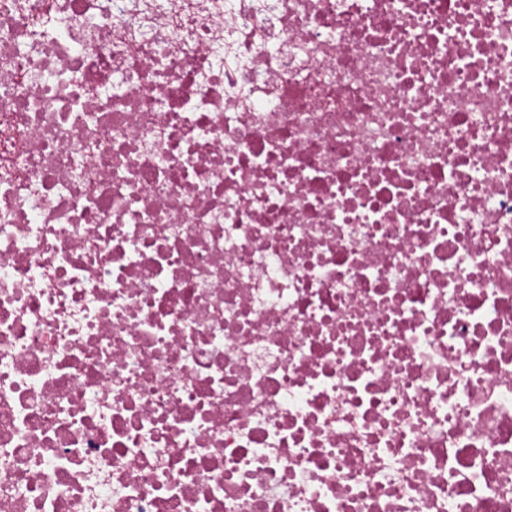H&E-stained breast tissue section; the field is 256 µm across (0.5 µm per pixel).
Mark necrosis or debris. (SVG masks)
Instances as JSON below:
<instances>
[{"instance_id":"1","label":"necrosis or debris","mask_w":512,"mask_h":512,"mask_svg":"<svg viewBox=\"0 0 512 512\" xmlns=\"http://www.w3.org/2000/svg\"><path fill=\"white\" fill-rule=\"evenodd\" d=\"M0 512H512V0H0Z\"/></svg>"}]
</instances>
